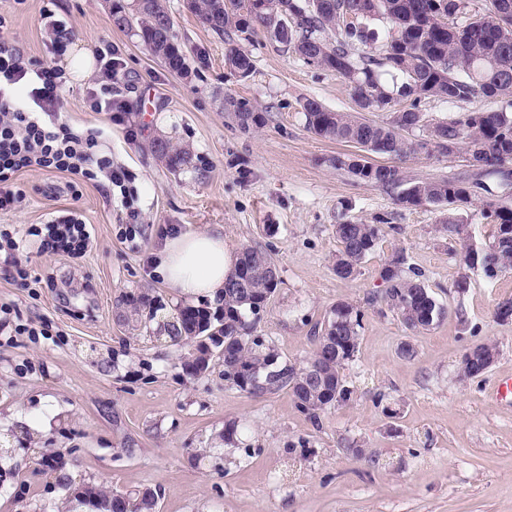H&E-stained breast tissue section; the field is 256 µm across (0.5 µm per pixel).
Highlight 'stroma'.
<instances>
[{
	"label": "stroma",
	"instance_id": "1",
	"mask_svg": "<svg viewBox=\"0 0 512 512\" xmlns=\"http://www.w3.org/2000/svg\"><path fill=\"white\" fill-rule=\"evenodd\" d=\"M115 2L0 0V43L29 57L54 59L40 31L45 9L69 21L74 43H112L124 109L99 152L126 173L113 189L102 178L81 184L75 201L66 177L24 172L26 204L0 213V225L24 239L30 225L72 207L96 240L80 258L25 243L26 288L0 261V512H86L71 496L81 485L157 490L159 512H512V397L494 396L512 379V321L493 316L512 298V274L490 280L466 269L441 228L444 207L403 209L393 191L330 164L349 147L311 134L300 103L353 111L336 75L260 34L249 46L255 70L238 78L224 66L226 36L168 0L191 58L180 77L114 26ZM90 85L74 81L65 93L62 119L77 131L100 124ZM228 92L269 108L266 126L240 132L224 112ZM159 137L190 145L195 168H167L151 150ZM379 214L391 227L376 250L355 277L336 278L335 224ZM186 229L221 232L235 250H270L279 284L253 323L280 364L311 354L313 328L336 302L361 310L359 348L344 368L349 401L313 417L288 388L252 396L225 382L216 358L204 375H184L192 347L165 331L184 301L154 274L153 259ZM396 252L447 310L429 331L412 333L378 301L377 271ZM464 275L470 287L460 294ZM128 292L153 298L156 312L127 323ZM405 342L412 358L400 354ZM486 342L498 348L494 365L460 380L463 353Z\"/></svg>",
	"mask_w": 512,
	"mask_h": 512
}]
</instances>
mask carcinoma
<instances>
[{"label":"carcinoma","mask_w":512,"mask_h":512,"mask_svg":"<svg viewBox=\"0 0 512 512\" xmlns=\"http://www.w3.org/2000/svg\"><path fill=\"white\" fill-rule=\"evenodd\" d=\"M187 9L210 30L239 42H250L261 31L305 64L341 78L355 111H334L306 98L300 104L306 129L362 150L338 154L329 163L357 181L397 191L396 204L402 208L468 204L491 193L490 178L512 192V0H489L483 13L471 6L457 11L448 0H190ZM112 17L117 28L134 31L170 72L189 73L166 0H140L130 8L115 4ZM224 63L242 79L255 67L252 54L238 45L225 51ZM384 74L403 82L391 88L381 81ZM432 98L452 104L489 100L498 107L481 110L476 118L467 111L429 123L421 104ZM224 111L244 133L265 126L270 118V111L232 93L224 95ZM366 112H384L386 118L369 119ZM414 129L425 134L407 138L405 133ZM152 150L173 171L194 166L187 146L157 138ZM460 150L470 164L451 177L412 179L403 166L420 155L450 156ZM370 154L389 162H371ZM486 206L483 216L495 227L487 243H476L470 225L455 216H448L442 229L458 241L466 268L495 278L512 272V207L491 200ZM387 224L389 218L379 215L370 224L334 225L337 278L360 273ZM405 265L401 253L382 265L379 277L386 288L380 301L407 329L421 333L437 325L446 310L421 275L407 273ZM278 284L269 251L244 245L226 279L221 306H183L167 328L168 336L174 342L197 340L183 365L187 376L208 370L210 359L203 357L208 340L220 349L224 381L252 396L287 386L300 411L314 416L350 399L343 370L358 351L362 313L348 302L336 303L327 321L314 327L315 348L308 359L281 367L277 353L253 334L245 319V312L256 314L265 306ZM122 304L133 315L146 309L154 313V301L145 294H127ZM497 355L488 343L468 349L459 362L460 377L484 375ZM80 491L76 500L92 509L108 502L112 512H157L158 493L150 488L107 494L84 486Z\"/></svg>","instance_id":"obj_1"}]
</instances>
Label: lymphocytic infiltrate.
Listing matches in <instances>:
<instances>
[{
  "label": "lymphocytic infiltrate",
  "mask_w": 512,
  "mask_h": 512,
  "mask_svg": "<svg viewBox=\"0 0 512 512\" xmlns=\"http://www.w3.org/2000/svg\"><path fill=\"white\" fill-rule=\"evenodd\" d=\"M95 54L103 64L102 79L89 91L88 101L91 111L108 116L118 108L112 93L122 69L111 42L100 43ZM67 82L61 66L0 44V213L25 204L27 194L16 184L17 174L24 171L60 173L75 185L100 176L113 186L123 182L124 171L96 151L103 128L79 132L61 122ZM21 85L27 88L22 98L15 93ZM27 234L38 238V251L67 256L85 254L95 243L91 228L72 211L55 216L44 227H29Z\"/></svg>",
  "instance_id": "obj_1"
}]
</instances>
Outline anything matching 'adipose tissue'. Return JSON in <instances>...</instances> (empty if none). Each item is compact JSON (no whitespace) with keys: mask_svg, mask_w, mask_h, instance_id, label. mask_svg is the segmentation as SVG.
Instances as JSON below:
<instances>
[{"mask_svg":"<svg viewBox=\"0 0 512 512\" xmlns=\"http://www.w3.org/2000/svg\"><path fill=\"white\" fill-rule=\"evenodd\" d=\"M236 262V252L225 245L221 233L187 230L166 239L158 270L178 297L213 300L223 295Z\"/></svg>","mask_w":512,"mask_h":512,"instance_id":"ef3b65f1","label":"adipose tissue"}]
</instances>
